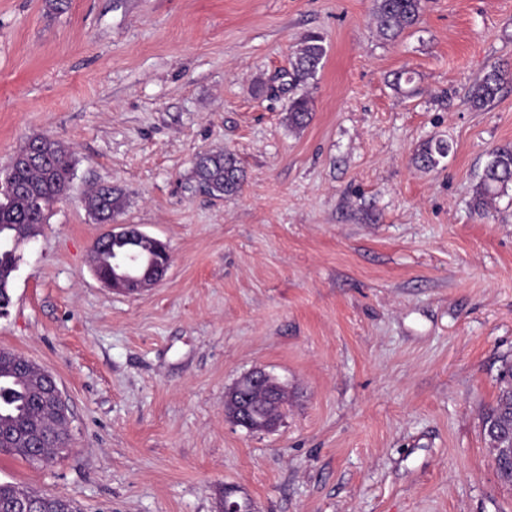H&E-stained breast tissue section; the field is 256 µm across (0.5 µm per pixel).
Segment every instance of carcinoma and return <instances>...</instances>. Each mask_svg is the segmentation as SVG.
I'll list each match as a JSON object with an SVG mask.
<instances>
[{"mask_svg": "<svg viewBox=\"0 0 512 512\" xmlns=\"http://www.w3.org/2000/svg\"><path fill=\"white\" fill-rule=\"evenodd\" d=\"M424 0H373V16L379 34L387 40L397 39L405 30L421 22ZM327 50L324 38L311 34L302 40L291 61L289 90L306 87L322 67ZM507 70L494 65L474 85L468 103L481 109L493 102L501 91ZM312 118L311 98L308 93L295 94L288 99L287 119L291 128L300 130ZM39 146V155L31 156L28 146L16 155L24 161L9 166L8 177L20 189L5 196L0 202V303L11 305L9 293L20 256L11 247L13 241L36 237L39 226L46 223V211L59 201L68 188L73 169L72 153L59 141L45 135L31 138ZM450 145L443 139L424 143L414 154L413 161L421 170H434L448 157ZM191 179L194 190L212 197L224 198L238 194L243 187L245 173L238 158L231 152L205 151L197 155ZM512 187V144L494 147L488 153L475 189L474 207L486 210L498 196ZM85 209L100 224H108L124 208L121 190L109 185L91 189L83 199ZM20 355L0 349V454L20 456L33 461L34 453L51 459L60 443L68 437L65 409L50 414L38 403L42 371L29 365L24 372L17 367ZM287 400L269 404L264 396L256 394L253 407L273 417ZM483 430L488 447L494 456L500 481L512 485V460L500 452L512 448V364L503 367L496 401L483 417ZM18 496L37 498L45 504L43 512H62L68 507L66 499L36 494L13 484L0 483V512H11Z\"/></svg>", "mask_w": 512, "mask_h": 512, "instance_id": "1", "label": "carcinoma"}]
</instances>
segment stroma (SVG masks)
I'll return each mask as SVG.
<instances>
[{"instance_id":"35a3bbf8","label":"stroma","mask_w":512,"mask_h":512,"mask_svg":"<svg viewBox=\"0 0 512 512\" xmlns=\"http://www.w3.org/2000/svg\"><path fill=\"white\" fill-rule=\"evenodd\" d=\"M311 33L327 55L293 130L284 88ZM495 64L512 65V0H425L392 42L372 0H0V180L38 134L76 158L0 318V349L62 390L70 446L0 455V483L81 512H512L482 425L512 360V190L472 206L512 144V77L464 103ZM404 69L415 95L391 85ZM437 139L448 157L417 169ZM219 149L247 175L223 199L190 186ZM95 185L168 245L159 285L97 280ZM258 367L288 387L269 433L224 416ZM507 73L508 69L505 70L504 66L500 64L492 66L483 78L474 85L467 100L470 106L481 109L493 102L501 91ZM450 145L443 139L424 143L414 154L413 161L421 170H434L443 159L448 157ZM512 188V144L494 147L488 153L475 189L474 207L486 211L488 205L498 196Z\"/></svg>"}]
</instances>
